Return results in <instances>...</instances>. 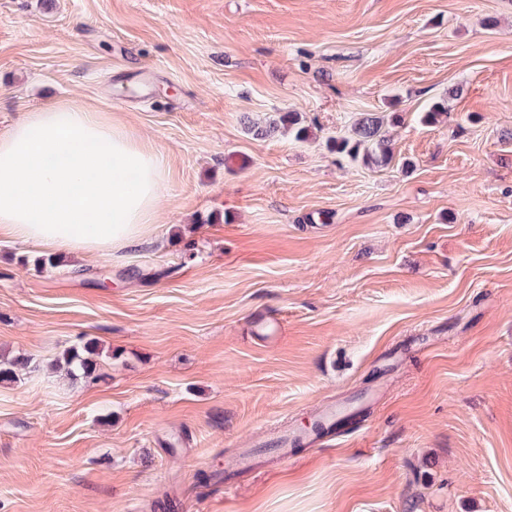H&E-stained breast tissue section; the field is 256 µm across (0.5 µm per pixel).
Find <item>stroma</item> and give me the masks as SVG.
<instances>
[{
  "mask_svg": "<svg viewBox=\"0 0 512 512\" xmlns=\"http://www.w3.org/2000/svg\"><path fill=\"white\" fill-rule=\"evenodd\" d=\"M71 100L168 178L139 248L0 236V512H512V0H0V135ZM367 112L388 165L327 148ZM248 131L255 139H266L278 132L288 131L297 140L307 139L309 127L303 124L302 116L297 112H282L268 117L264 121H249ZM96 345L94 342H86L81 347H72L63 351L56 359L55 365L64 369L72 377L96 380L98 362L96 356ZM30 359L24 356H0V383H15L19 379V372L26 369Z\"/></svg>",
  "mask_w": 512,
  "mask_h": 512,
  "instance_id": "1",
  "label": "stroma"
}]
</instances>
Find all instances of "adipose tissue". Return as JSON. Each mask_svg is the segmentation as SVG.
<instances>
[{"instance_id":"1","label":"adipose tissue","mask_w":512,"mask_h":512,"mask_svg":"<svg viewBox=\"0 0 512 512\" xmlns=\"http://www.w3.org/2000/svg\"><path fill=\"white\" fill-rule=\"evenodd\" d=\"M166 175L160 151L94 107L25 113L0 136V233L71 253L138 248Z\"/></svg>"}]
</instances>
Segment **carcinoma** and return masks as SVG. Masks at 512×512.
<instances>
[{
    "mask_svg": "<svg viewBox=\"0 0 512 512\" xmlns=\"http://www.w3.org/2000/svg\"><path fill=\"white\" fill-rule=\"evenodd\" d=\"M449 116L447 100L435 102L423 113L422 121L435 124ZM386 115L382 113H366L344 136L329 139L331 151L338 155L360 161L366 166H385L393 158L390 141L383 135L382 127ZM248 131L255 139H266L278 132L288 131L297 140L309 136V127L303 124L302 116L297 112H282L263 121H251ZM96 345L87 342L81 347H72L63 351L56 359L55 365L64 369L72 377L95 380L98 378V362ZM30 359L24 356H0V383H15L19 372L27 368Z\"/></svg>",
    "mask_w": 512,
    "mask_h": 512,
    "instance_id": "obj_1",
    "label": "carcinoma"
}]
</instances>
